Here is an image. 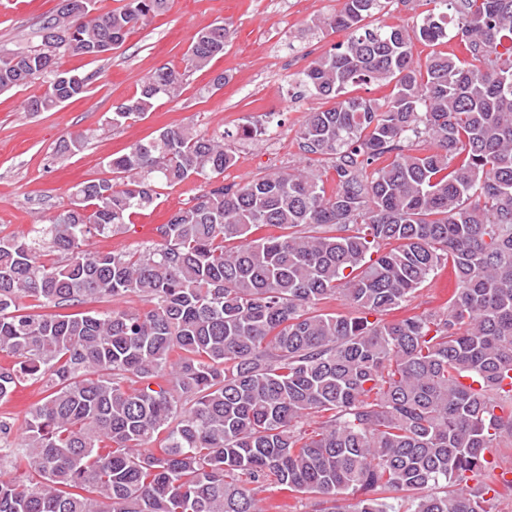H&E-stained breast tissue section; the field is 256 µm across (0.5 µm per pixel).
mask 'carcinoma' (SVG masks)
Segmentation results:
<instances>
[{
	"instance_id": "1",
	"label": "carcinoma",
	"mask_w": 512,
	"mask_h": 512,
	"mask_svg": "<svg viewBox=\"0 0 512 512\" xmlns=\"http://www.w3.org/2000/svg\"><path fill=\"white\" fill-rule=\"evenodd\" d=\"M394 2L310 19L306 34L347 38L292 78L323 101L298 131L303 168L226 184L224 135L166 128L49 223L0 236V403L28 381L46 392L22 444L0 416V512H265L268 481L314 512H496L512 496L497 455L512 443V0H428L410 31L372 23ZM167 6L62 0L38 45L0 52V91L36 86L25 111L55 109L87 86L61 56L99 57ZM230 37L199 31L186 68ZM183 80L157 69L112 125ZM368 84L384 95L354 94ZM191 177L206 189L156 246L86 248ZM445 268L444 312L383 319ZM128 295L145 307L92 309ZM332 296L352 312H320Z\"/></svg>"
}]
</instances>
